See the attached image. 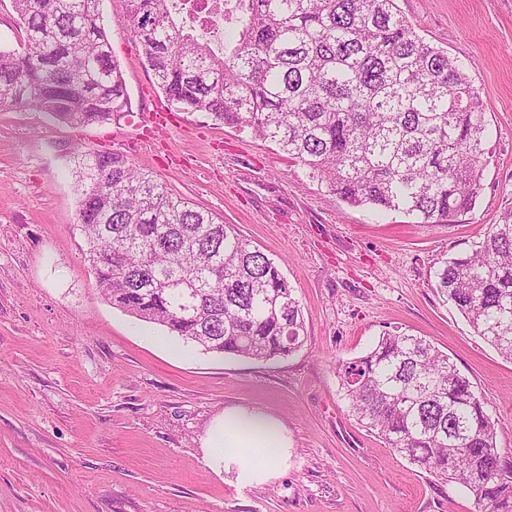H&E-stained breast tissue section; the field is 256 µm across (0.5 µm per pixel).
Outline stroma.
I'll use <instances>...</instances> for the list:
<instances>
[{
  "label": "stroma",
  "mask_w": 512,
  "mask_h": 512,
  "mask_svg": "<svg viewBox=\"0 0 512 512\" xmlns=\"http://www.w3.org/2000/svg\"><path fill=\"white\" fill-rule=\"evenodd\" d=\"M418 34L463 61L490 128L475 206L420 224L344 203L276 146L162 101L126 0L100 11L131 112L75 127L0 109V512H475L349 416L336 363L384 331L426 337L484 398L512 450V362L435 288L444 260L512 212V0H396ZM113 150L236 225L300 301L305 341L268 361L218 355L98 293L77 228L74 146ZM278 420L287 446L244 482L207 432L225 410Z\"/></svg>",
  "instance_id": "1"
}]
</instances>
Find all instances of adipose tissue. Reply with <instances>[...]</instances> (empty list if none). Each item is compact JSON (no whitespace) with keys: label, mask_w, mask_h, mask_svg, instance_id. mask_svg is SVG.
Masks as SVG:
<instances>
[{"label":"adipose tissue","mask_w":512,"mask_h":512,"mask_svg":"<svg viewBox=\"0 0 512 512\" xmlns=\"http://www.w3.org/2000/svg\"><path fill=\"white\" fill-rule=\"evenodd\" d=\"M206 447L223 449L239 460L242 480L269 471L276 462L275 451L284 447L279 424L258 410L224 412L211 426Z\"/></svg>","instance_id":"adipose-tissue-1"}]
</instances>
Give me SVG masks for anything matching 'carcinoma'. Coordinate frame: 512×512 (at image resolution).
I'll return each instance as SVG.
<instances>
[{
    "label": "carcinoma",
    "instance_id": "carcinoma-1",
    "mask_svg": "<svg viewBox=\"0 0 512 512\" xmlns=\"http://www.w3.org/2000/svg\"><path fill=\"white\" fill-rule=\"evenodd\" d=\"M22 32L0 47V109L75 126L131 109L100 0H12ZM145 66L168 104L268 141L352 207L442 224L482 190L488 122L471 79L396 0H238L218 56L169 0H127ZM78 227L113 307L203 350L259 361L304 343L300 301L275 261L234 224L172 194L121 152L73 150ZM438 295L512 360V212L436 273ZM348 412L478 512H512V455L447 353L385 332L336 366Z\"/></svg>",
    "mask_w": 512,
    "mask_h": 512
}]
</instances>
